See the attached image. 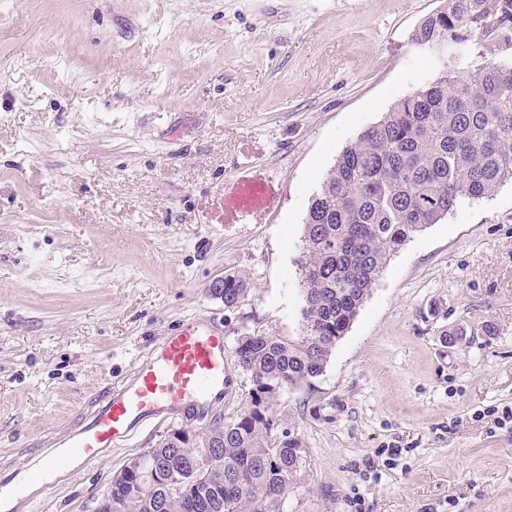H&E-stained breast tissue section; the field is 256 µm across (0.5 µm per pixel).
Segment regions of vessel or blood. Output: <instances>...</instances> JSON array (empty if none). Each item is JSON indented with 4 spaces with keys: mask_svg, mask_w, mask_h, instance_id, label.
Here are the masks:
<instances>
[{
    "mask_svg": "<svg viewBox=\"0 0 512 512\" xmlns=\"http://www.w3.org/2000/svg\"><path fill=\"white\" fill-rule=\"evenodd\" d=\"M224 333L194 315L169 329L140 361L132 384L107 392L97 408L77 428L57 440L58 451L44 466L30 467L19 460L25 481L16 484L0 477V502L27 495L46 494L53 488L47 475L74 463L98 461L102 454L128 442L147 423L175 419L182 408L205 407L223 394L230 380Z\"/></svg>",
    "mask_w": 512,
    "mask_h": 512,
    "instance_id": "vessel-or-blood-1",
    "label": "vessel or blood"
}]
</instances>
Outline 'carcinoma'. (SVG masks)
Here are the masks:
<instances>
[{
    "label": "carcinoma",
    "instance_id": "1",
    "mask_svg": "<svg viewBox=\"0 0 512 512\" xmlns=\"http://www.w3.org/2000/svg\"><path fill=\"white\" fill-rule=\"evenodd\" d=\"M493 32L495 52L467 71L447 61L434 82L401 99L345 147L312 199L296 261L304 305L296 339L246 333L238 367L265 388L211 429L209 454L182 438L149 449L157 462L147 482L141 456L112 476L116 512H278L296 487L291 474L302 439L276 430L272 401L311 386L347 333L387 261L415 234L464 200L488 198L512 181V0H446L413 31L423 49L468 43ZM224 307L242 303L248 282L224 275Z\"/></svg>",
    "mask_w": 512,
    "mask_h": 512
}]
</instances>
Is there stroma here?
<instances>
[{
    "mask_svg": "<svg viewBox=\"0 0 512 512\" xmlns=\"http://www.w3.org/2000/svg\"><path fill=\"white\" fill-rule=\"evenodd\" d=\"M0 25V475L132 380L179 321L301 334L296 260L337 157L435 81L445 0H23ZM26 52L15 68L13 58ZM250 293L225 308V274ZM272 412L283 512H512V182L387 262L311 386ZM150 425L14 512H96Z\"/></svg>",
    "mask_w": 512,
    "mask_h": 512,
    "instance_id": "35a3bbf8",
    "label": "stroma"
}]
</instances>
